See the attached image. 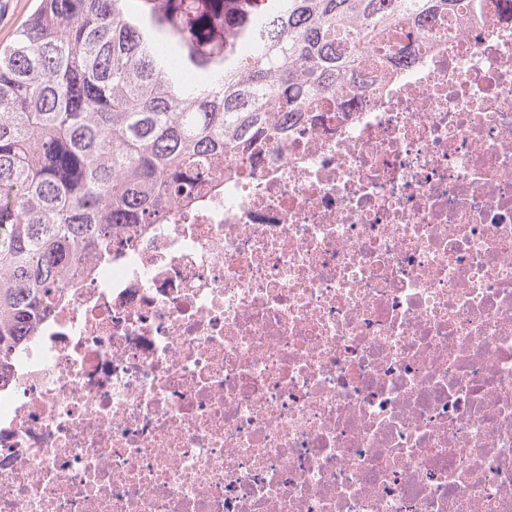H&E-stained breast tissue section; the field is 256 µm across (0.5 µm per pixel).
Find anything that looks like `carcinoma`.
Here are the masks:
<instances>
[{
    "label": "carcinoma",
    "instance_id": "obj_1",
    "mask_svg": "<svg viewBox=\"0 0 512 512\" xmlns=\"http://www.w3.org/2000/svg\"><path fill=\"white\" fill-rule=\"evenodd\" d=\"M459 0H40L0 49V383L65 280ZM212 83L191 87L167 67Z\"/></svg>",
    "mask_w": 512,
    "mask_h": 512
}]
</instances>
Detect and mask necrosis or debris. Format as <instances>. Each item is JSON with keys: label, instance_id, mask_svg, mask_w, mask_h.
I'll return each instance as SVG.
<instances>
[{"label": "necrosis or debris", "instance_id": "4bbe7bcc", "mask_svg": "<svg viewBox=\"0 0 512 512\" xmlns=\"http://www.w3.org/2000/svg\"><path fill=\"white\" fill-rule=\"evenodd\" d=\"M460 5L64 284L0 512H512V0Z\"/></svg>", "mask_w": 512, "mask_h": 512}]
</instances>
